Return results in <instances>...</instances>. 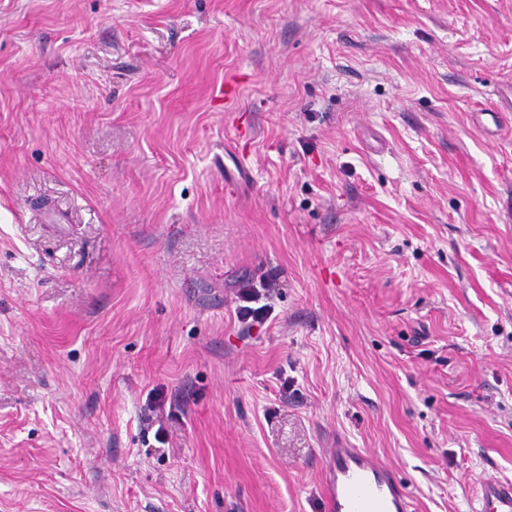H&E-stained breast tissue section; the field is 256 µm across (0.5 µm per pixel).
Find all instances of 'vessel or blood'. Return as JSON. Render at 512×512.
Segmentation results:
<instances>
[{
  "label": "vessel or blood",
  "mask_w": 512,
  "mask_h": 512,
  "mask_svg": "<svg viewBox=\"0 0 512 512\" xmlns=\"http://www.w3.org/2000/svg\"><path fill=\"white\" fill-rule=\"evenodd\" d=\"M327 512H410L397 473L362 448L337 445L324 461ZM480 512H512V481L487 475L477 482Z\"/></svg>",
  "instance_id": "1"
}]
</instances>
